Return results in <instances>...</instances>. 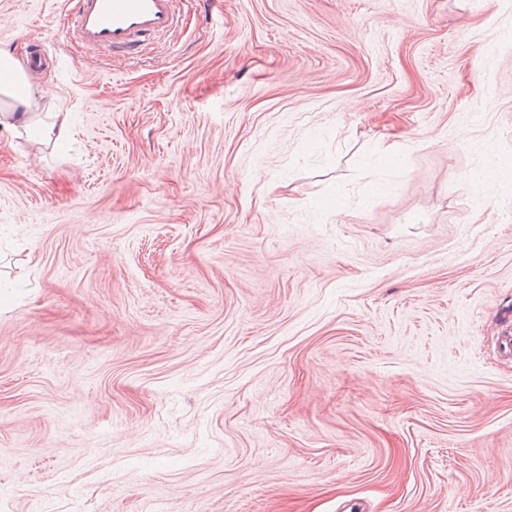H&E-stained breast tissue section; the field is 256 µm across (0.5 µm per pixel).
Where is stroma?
Here are the masks:
<instances>
[{"label":"stroma","mask_w":512,"mask_h":512,"mask_svg":"<svg viewBox=\"0 0 512 512\" xmlns=\"http://www.w3.org/2000/svg\"><path fill=\"white\" fill-rule=\"evenodd\" d=\"M68 0L0 49V512H512V0ZM66 37L89 51L135 54L139 39H161L179 23L176 0H71ZM0 73L9 76L6 82L0 80V96L8 98L3 107L0 102V127L15 138L27 136L36 154L48 147L64 146L71 133L70 113L53 112L50 107L44 110L43 106L45 118H36L34 109H38V100H44L47 92L33 87L28 61L24 64L14 53L0 49ZM33 126L37 127L38 134L30 137Z\"/></svg>","instance_id":"35a3bbf8"}]
</instances>
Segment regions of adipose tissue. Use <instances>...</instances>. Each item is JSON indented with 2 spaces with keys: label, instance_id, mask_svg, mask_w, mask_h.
Returning <instances> with one entry per match:
<instances>
[{
  "label": "adipose tissue",
  "instance_id": "1",
  "mask_svg": "<svg viewBox=\"0 0 512 512\" xmlns=\"http://www.w3.org/2000/svg\"><path fill=\"white\" fill-rule=\"evenodd\" d=\"M7 74V81H0V128L8 130L13 137L30 135V129H37V136L31 137L35 151H43L64 145L71 133L70 115L66 112L46 111L44 117H37L35 111L39 100L45 99L44 89L34 87L31 82L30 66L14 53L0 49V74Z\"/></svg>",
  "mask_w": 512,
  "mask_h": 512
}]
</instances>
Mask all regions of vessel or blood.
<instances>
[{"label": "vessel or blood", "mask_w": 512, "mask_h": 512, "mask_svg": "<svg viewBox=\"0 0 512 512\" xmlns=\"http://www.w3.org/2000/svg\"><path fill=\"white\" fill-rule=\"evenodd\" d=\"M68 38L88 50L137 53L145 36L160 39L179 23L177 0H71Z\"/></svg>", "instance_id": "b4317fda"}]
</instances>
